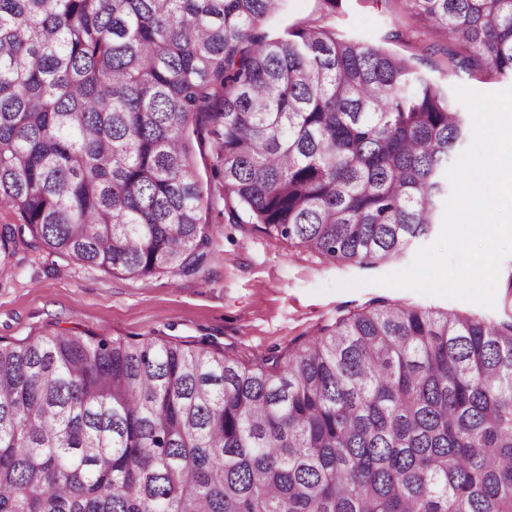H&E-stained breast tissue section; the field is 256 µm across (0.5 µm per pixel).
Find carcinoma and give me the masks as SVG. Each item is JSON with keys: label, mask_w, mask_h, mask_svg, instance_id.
Returning a JSON list of instances; mask_svg holds the SVG:
<instances>
[{"label": "carcinoma", "mask_w": 512, "mask_h": 512, "mask_svg": "<svg viewBox=\"0 0 512 512\" xmlns=\"http://www.w3.org/2000/svg\"><path fill=\"white\" fill-rule=\"evenodd\" d=\"M282 0H0V276L45 246L200 272L195 142L231 224L329 261L439 223L467 117L410 61ZM448 65L512 78V0H403ZM0 512H512V320L373 300L285 355L0 342ZM281 9L267 22L271 32H282L289 27L302 26L327 13L322 0H284Z\"/></svg>", "instance_id": "obj_1"}]
</instances>
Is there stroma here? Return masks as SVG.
Instances as JSON below:
<instances>
[{
	"mask_svg": "<svg viewBox=\"0 0 512 512\" xmlns=\"http://www.w3.org/2000/svg\"><path fill=\"white\" fill-rule=\"evenodd\" d=\"M325 15L323 0H284L267 26L281 32ZM329 18L338 33L410 60L445 88L498 92L512 86L511 78L486 69H450L443 52L447 31L410 17L402 0H341ZM201 221L208 224L213 245L193 277H132L103 272L44 247L19 252L10 274L0 278V341L23 344L65 331L191 344L208 340L255 363L269 352L288 351L377 298L469 311L491 321L512 318V292L506 288L512 256L501 264L496 305L488 309L378 285V278L410 265V252L368 267L328 261L253 225L225 223L219 195L203 208ZM353 279L361 280V287L346 288Z\"/></svg>",
	"mask_w": 512,
	"mask_h": 512,
	"instance_id": "35a3bbf8",
	"label": "stroma"
}]
</instances>
